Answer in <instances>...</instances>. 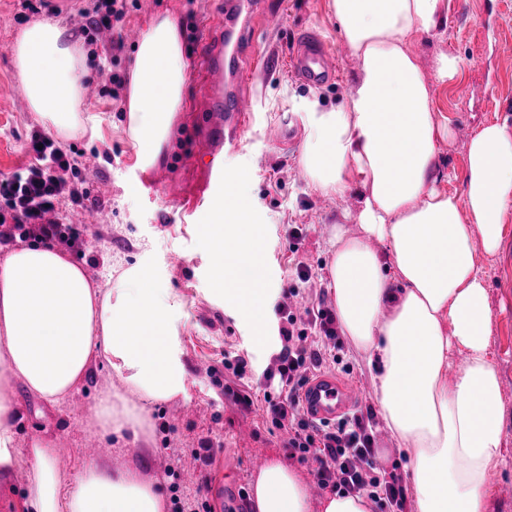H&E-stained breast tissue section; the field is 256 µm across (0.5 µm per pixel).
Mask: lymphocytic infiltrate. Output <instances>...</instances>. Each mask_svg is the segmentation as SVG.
<instances>
[{
	"label": "lymphocytic infiltrate",
	"mask_w": 512,
	"mask_h": 512,
	"mask_svg": "<svg viewBox=\"0 0 512 512\" xmlns=\"http://www.w3.org/2000/svg\"><path fill=\"white\" fill-rule=\"evenodd\" d=\"M27 151L33 154L34 164L0 177V224L13 223L22 234L47 244L75 241L79 229L59 219L63 208L82 205L90 195L88 188L78 187L67 177L76 167L74 158L40 131L33 133ZM305 315L302 321L290 312L284 316V349L263 387L267 419L287 433V448L302 460L315 462L320 488L365 494L387 512H404L406 496L399 478L377 471L373 416L353 412L333 424L307 417L299 393L311 372L332 359L342 343L331 310L316 305L307 308ZM312 332L319 335L320 344L309 343Z\"/></svg>",
	"instance_id": "f902f5d3"
}]
</instances>
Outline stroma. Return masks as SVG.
I'll return each mask as SVG.
<instances>
[{
	"mask_svg": "<svg viewBox=\"0 0 512 512\" xmlns=\"http://www.w3.org/2000/svg\"><path fill=\"white\" fill-rule=\"evenodd\" d=\"M447 29L422 34L414 44L426 75L432 76L436 59L452 54L460 60L456 81L432 84L433 107L450 130L438 145L441 190L461 195L466 175L470 139L486 123L512 125V0H447ZM328 0H269V12L257 17L254 38L262 54L273 62L269 69L243 65V82L256 100V120L241 135L239 148L224 152L217 161L227 175L247 174L238 187L250 204L255 220L263 224L273 270L271 310L275 326H282V312L291 300L297 264L306 265L311 278L303 286L304 303L333 308L329 289L332 254L328 238L333 225L359 233L355 202L357 186L339 198L313 190L299 179L307 116L311 109L341 108L350 95L358 70L328 7ZM100 0H71L57 10L46 0L38 13L24 10L22 0H0V176L24 169L31 161L23 145L45 125L31 112L13 61L12 47L21 31L39 21H55L66 27L83 53L84 65L103 62L96 75L97 95L84 97L85 115L100 117L101 135H75L60 140V147L77 159L78 178L87 183L89 207L101 211V224L89 229L86 245L70 248L89 276L104 282L120 278L141 263L164 281L179 301L171 317L178 339L179 358L187 373L186 391L149 407L150 441L134 447L131 434L100 437L95 422L99 392L111 389L129 401L139 396L123 376L100 363H92L84 382L58 405L48 407L16 387L14 426L19 447L29 439L47 437L57 447L55 466L75 482L89 465L110 470L129 467L154 485L165 500V512L181 505L185 512H204L203 506L224 494V465L235 464L244 484H251L252 458L277 459L295 470L307 486L315 484L313 465L290 456L280 431L255 413L262 407L258 390L282 350L280 334L267 344H255L222 298L211 290L208 253L199 223L180 219L181 204L195 189L196 176L188 161L196 148L201 122L194 112L198 78L189 71L182 112L176 113L169 141L153 169L141 172L135 165L127 114L123 101L113 98L112 75L128 76L136 46L123 42L112 47L107 39H92L85 26L95 15ZM220 0H128L126 30L145 31L157 15L170 13L183 35L185 56H192L206 23L220 10ZM319 35L332 49L337 77L331 84L308 88L298 83L288 68L289 53L300 33ZM475 88V95L458 96L457 83ZM292 117L298 136L291 147L281 149L268 140V123ZM303 230L302 242H294L292 227ZM184 256L182 266L169 263L171 253ZM476 264L487 287L491 313L489 358L500 378L505 428L489 485V512H512V210L504 218V246L495 255L477 253ZM338 364H327L322 375L350 384H369L374 370L352 341H345ZM243 358L244 376H235L225 359ZM254 391V406L236 402L235 392ZM97 441V454L88 457L87 438ZM193 470L196 482L174 481L173 473Z\"/></svg>",
	"mask_w": 512,
	"mask_h": 512,
	"instance_id": "stroma-1",
	"label": "stroma"
}]
</instances>
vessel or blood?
Here are the masks:
<instances>
[{"label":"vessel or blood","instance_id":"vessel-or-blood-1","mask_svg":"<svg viewBox=\"0 0 512 512\" xmlns=\"http://www.w3.org/2000/svg\"><path fill=\"white\" fill-rule=\"evenodd\" d=\"M255 0H224V12L209 24L193 58L199 75L200 96L207 117L201 124L202 141L212 160L200 168V183L184 202V215L192 216L213 201L223 198L225 174L214 155L240 143V134L255 120V103L241 90L242 59L252 48L250 18ZM289 67L307 87H319L335 78L336 60L328 47L314 35H304L289 56ZM301 403L312 419L333 422L346 414L353 395L329 376L311 379L300 393ZM246 498L239 480L224 484V512H245Z\"/></svg>","mask_w":512,"mask_h":512}]
</instances>
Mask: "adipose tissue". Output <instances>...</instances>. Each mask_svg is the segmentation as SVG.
Returning <instances> with one entry per match:
<instances>
[{
	"label": "adipose tissue",
	"instance_id": "1",
	"mask_svg": "<svg viewBox=\"0 0 512 512\" xmlns=\"http://www.w3.org/2000/svg\"><path fill=\"white\" fill-rule=\"evenodd\" d=\"M329 12L358 62L345 108L310 112L301 155L312 188L340 195L357 185L360 231L335 226L329 266L336 315L345 336L374 366L385 427L413 449L415 512H487L488 478L504 432L500 378L489 359L490 310L477 251L499 253L512 209V128L483 125L467 150L462 195L437 186V147L448 128L432 105V80L453 79L460 62L440 55L427 78L411 45L447 27L446 0H329ZM62 28L37 22L13 51L32 112L64 138L100 135L81 115L83 62L62 46ZM187 82L176 20L150 21L137 46L126 107L136 161H157ZM214 290L267 343L270 265L263 225L229 192L203 226ZM388 245L384 273L377 244ZM171 297L147 267L100 286L64 251L22 247L0 262V475L30 467L21 512H164L154 486L133 469L88 466L62 491L55 445L16 446L14 381L48 404L81 384L92 359H116V371L142 405L102 391L95 418L101 436L144 435L146 406L185 391L169 320ZM466 361L456 380L455 353ZM364 495L336 492L312 503L300 476L267 462L254 480V512H373Z\"/></svg>",
	"mask_w": 512,
	"mask_h": 512
}]
</instances>
